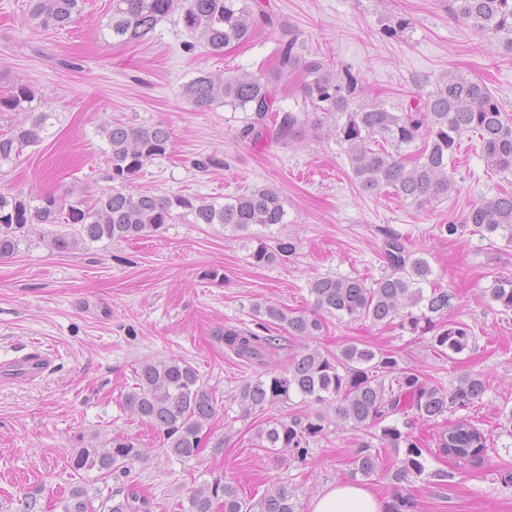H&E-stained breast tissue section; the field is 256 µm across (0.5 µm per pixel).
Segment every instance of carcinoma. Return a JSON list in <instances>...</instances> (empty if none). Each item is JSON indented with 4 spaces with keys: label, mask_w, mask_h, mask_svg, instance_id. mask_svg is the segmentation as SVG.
I'll use <instances>...</instances> for the list:
<instances>
[{
    "label": "carcinoma",
    "mask_w": 512,
    "mask_h": 512,
    "mask_svg": "<svg viewBox=\"0 0 512 512\" xmlns=\"http://www.w3.org/2000/svg\"><path fill=\"white\" fill-rule=\"evenodd\" d=\"M85 0H32L28 21L41 27L69 26ZM183 25L211 51L245 43L254 20L246 0H112L108 28L128 43L138 41L176 11ZM448 10L474 32L495 39L512 54V0H448ZM412 18L397 16L384 27L389 35L413 28ZM302 70V110L275 107L273 86ZM184 97L198 109L224 103L250 113L237 137L253 143L274 127L276 141L290 144L301 137L305 117H336V142L350 160L354 181L365 194L390 188L422 210L448 195L453 182L448 165L460 150L461 137H477L488 166L512 172V120L507 118L483 83L463 74L437 79L433 90L414 107L393 112L383 103L365 102V88L350 67L323 57L308 58L296 35L279 39L276 63L259 74L215 76L204 73L186 85ZM0 112H26L28 119L0 131V165L20 157L43 139L52 113L43 109L34 91L13 85L0 96ZM107 141L108 179L113 186L99 192L34 197L0 192V256L15 252L18 232L29 224L60 228L53 237L61 250L81 242L132 240L146 236L181 216L195 224H222L247 232L254 226L285 223L279 193L270 187L236 196L224 204L190 195L161 197L133 190L145 166L169 154L172 132L162 123L132 126L114 120L101 128ZM420 143L413 159L405 150ZM390 145L385 149L384 145ZM464 227L484 237L499 236L512 246V193L498 192L472 205L461 224H441L439 232L456 235ZM381 257L385 271L372 283L361 278L324 276L309 288L317 309L339 320L389 324L428 339L439 355L450 359L475 344L472 328L447 319L455 294L438 288L433 269L422 252L414 250L398 231L382 230ZM291 240L272 246L257 240L252 264L269 266L295 252ZM490 299L505 313L512 311V278H500L489 289ZM257 329L226 327L224 347L249 364L266 365L278 347L269 327L284 323L292 336L320 335L323 321L314 315L277 305L253 307ZM488 384L479 374L461 375L447 387L421 373L399 366V356L367 345L347 344L339 351L303 348L285 370H270L242 385L239 405L245 416L299 398L305 406L320 405L340 421L367 431L353 457V474L369 478L378 473L389 451L402 454L386 471L395 499L387 512H412L413 501L402 494L405 485L427 480L443 485L454 473L429 468L428 458L450 457L458 466L481 463L487 436L471 421L450 422L445 414L478 402ZM127 408L159 428L166 452L182 461L199 453L202 433L217 414L215 391L199 370L181 358L145 361L135 369L134 384L125 396ZM439 423L435 447H425L414 434L420 422ZM330 418L322 412L297 411L256 426V446L270 453L288 452L300 463L310 445L324 436ZM144 458L135 442L114 436L98 447L80 448L71 455L77 472H96L95 484L76 485L63 500L62 512H151L148 498L130 490L123 498L112 494L109 480ZM295 491L286 484L266 491L254 504L240 497L234 484L220 479L194 490L179 512H301Z\"/></svg>",
    "instance_id": "carcinoma-1"
}]
</instances>
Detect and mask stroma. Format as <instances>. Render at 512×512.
<instances>
[{
    "label": "stroma",
    "mask_w": 512,
    "mask_h": 512,
    "mask_svg": "<svg viewBox=\"0 0 512 512\" xmlns=\"http://www.w3.org/2000/svg\"><path fill=\"white\" fill-rule=\"evenodd\" d=\"M77 21L63 29L29 26L30 0H0V95L17 83L30 86L53 112L43 141L0 166V190L32 195L107 188L108 146L102 126L120 118L135 125L161 123L173 132L169 156L149 163L136 188L156 195H192L224 203L261 187L282 198L284 223L241 232L220 224L179 220L129 241L89 242L73 250L53 245L54 226L25 232L17 252L0 258V362L35 339L55 352L54 365L32 383L0 384V501L20 508L35 495V512H61L71 488L89 482L69 463L73 449L121 435L138 442L144 461L116 473L113 490L139 491L152 512L178 505L204 483L220 478L242 498L258 500L279 484L295 488L302 506L323 488L350 478L363 430L339 422L312 444L308 465L255 446L262 414L242 415L237 396L260 369L236 359L221 334L252 326L255 304L312 311L311 282L323 276L378 279L384 227L407 234L429 260L438 286L455 293L449 318L469 324L476 346L459 359L440 356L425 338L398 324L338 321L330 316L321 336L304 339L276 327L280 349L269 361L282 370L303 347L336 351L363 343L396 352L404 367L450 383L480 373L488 390L473 408L449 420L473 421L491 437L483 463L455 468L447 458L433 468L454 470L444 485H408L415 512H512V430L498 410L512 406V312L486 293L494 279L512 277V246L439 225L460 222L480 198L512 190V172L487 167L476 137L466 134L449 169L454 187L424 210L385 188L361 192L334 135L335 120L304 129L288 146L273 135L240 141L246 114L216 104L192 107L183 89L202 73L227 75L273 66L277 35L257 20L248 42L215 54L186 51L190 34L179 15L160 22L140 41L123 43L107 24L112 0H85ZM262 10L286 21L309 57H327L362 77L370 98L397 111L417 102L451 72L481 79L512 116V55L479 35L448 10V0H260ZM413 18L404 33L383 32L392 15ZM216 154L224 165L196 166ZM267 243L292 237L296 251L257 267L256 236ZM180 357L215 390L218 413L199 454L182 461L166 454L164 436L123 405L144 360Z\"/></svg>",
    "instance_id": "obj_1"
}]
</instances>
